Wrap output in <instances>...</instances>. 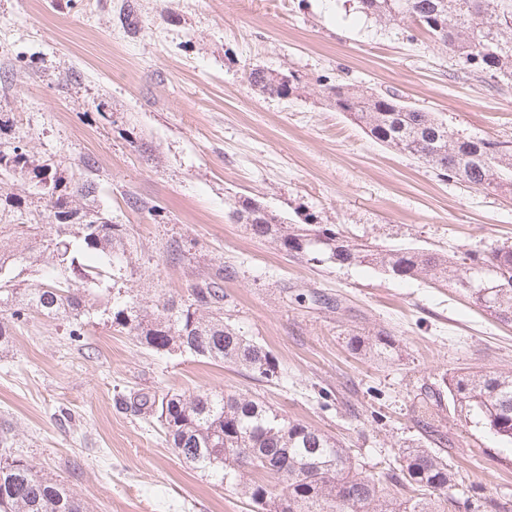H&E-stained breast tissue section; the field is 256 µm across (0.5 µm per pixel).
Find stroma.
<instances>
[{
	"label": "stroma",
	"instance_id": "obj_1",
	"mask_svg": "<svg viewBox=\"0 0 512 512\" xmlns=\"http://www.w3.org/2000/svg\"><path fill=\"white\" fill-rule=\"evenodd\" d=\"M354 2L0 0V139L66 177L92 160L95 191L71 207L127 225L129 294L184 299L223 268L225 317L285 371L257 383L229 364L153 355L100 309L77 341L67 321L33 315L0 355V420L87 512H256L123 405L239 389L337 436L374 473L421 445L447 456L458 498L512 501V452L454 414L442 383L466 367L512 372V324L429 279L287 256L228 218L251 197L290 223L384 248L512 247V192L465 187L377 145L319 81L393 90L459 134L511 141L512 86L490 87L421 29ZM257 67L300 77L299 94L250 86ZM381 330L393 360L352 351L350 337ZM432 394L429 425L417 408Z\"/></svg>",
	"mask_w": 512,
	"mask_h": 512
}]
</instances>
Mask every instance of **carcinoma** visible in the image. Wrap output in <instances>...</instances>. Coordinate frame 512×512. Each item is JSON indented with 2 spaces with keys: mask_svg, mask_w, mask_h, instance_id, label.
<instances>
[{
  "mask_svg": "<svg viewBox=\"0 0 512 512\" xmlns=\"http://www.w3.org/2000/svg\"><path fill=\"white\" fill-rule=\"evenodd\" d=\"M357 9L378 21L410 22L493 86L512 84V0H357ZM246 79L279 99L300 89L293 74L252 68ZM325 93L375 143L430 165L442 178L477 190L512 188V141L464 137L394 92L374 93L338 80L325 85ZM33 165L19 147L10 153L0 148V174L22 176ZM90 169L85 162L67 185L53 176L42 219L15 224L11 241L0 240V352L34 314L65 319L70 335L80 336L83 317L106 302L112 304L111 326L157 356L179 352L230 363L259 383L281 377L271 351L224 319V268L195 281L184 300L148 305L123 290L132 253L126 225L98 217L83 224L63 220L71 197L92 190L84 179ZM231 219L246 225L253 238L308 261L444 282L497 321L512 324V247L460 257L383 249L346 240L330 228L289 224L260 211L251 198L238 200ZM44 258L51 266L45 277L18 281L17 269ZM351 348L384 360L396 352L386 331L354 336ZM446 388L459 417L512 444V374L462 371ZM132 407L152 414L159 435L185 462L241 489L264 512H508L507 503L494 497L459 500L454 474L439 452L404 448L397 470L381 477L356 463L336 437L288 419L247 390L158 399L141 394ZM16 444L15 428L0 422V512H86L65 484L41 475Z\"/></svg>",
  "mask_w": 512,
  "mask_h": 512,
  "instance_id": "1",
  "label": "carcinoma"
}]
</instances>
